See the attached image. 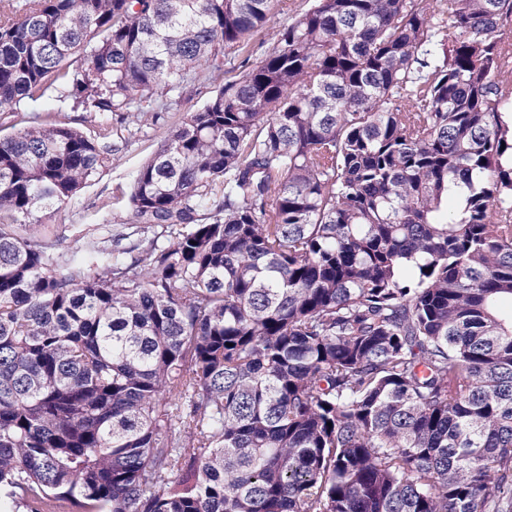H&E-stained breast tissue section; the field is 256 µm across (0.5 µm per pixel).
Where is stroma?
<instances>
[{
	"instance_id": "35a3bbf8",
	"label": "stroma",
	"mask_w": 512,
	"mask_h": 512,
	"mask_svg": "<svg viewBox=\"0 0 512 512\" xmlns=\"http://www.w3.org/2000/svg\"><path fill=\"white\" fill-rule=\"evenodd\" d=\"M306 0H280L269 23L256 32L243 46L225 50L219 64L223 77L238 74L242 60L256 64L271 51L275 28L287 23L295 10ZM221 77L213 72L193 73L173 94L170 105L157 108L148 117L139 119L126 112L112 115V127L117 130L114 152L108 166L90 181L77 196L47 222L58 235L62 246H73L84 235L100 232L102 225L120 229L125 217V196L137 169L149 159L167 138L183 116L204 106L214 95Z\"/></svg>"
}]
</instances>
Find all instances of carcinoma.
Returning <instances> with one entry per match:
<instances>
[{"instance_id": "obj_1", "label": "carcinoma", "mask_w": 512, "mask_h": 512, "mask_svg": "<svg viewBox=\"0 0 512 512\" xmlns=\"http://www.w3.org/2000/svg\"><path fill=\"white\" fill-rule=\"evenodd\" d=\"M277 2L0 0V512H512V0H312L33 233ZM220 83L222 77L217 79L213 71L196 72L181 83L167 108L157 107L139 120L126 112L112 113L115 151L111 162L45 223L60 237L61 246L71 247L86 234L102 232V224H112V232L121 230L125 196L137 169L160 148L187 112L207 103ZM66 122L69 125L80 129L87 136L96 138L99 132V116L93 112H82L81 110L75 112H65Z\"/></svg>"}]
</instances>
